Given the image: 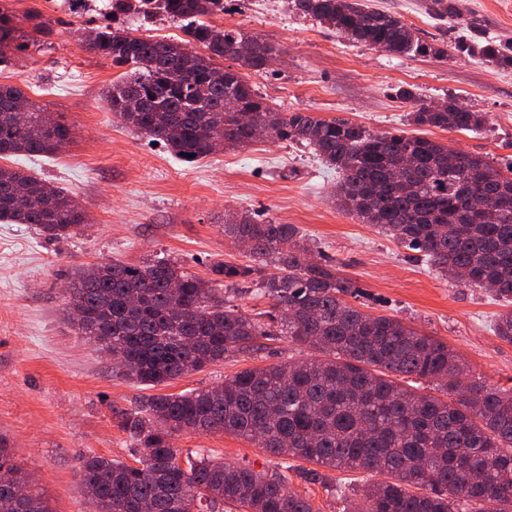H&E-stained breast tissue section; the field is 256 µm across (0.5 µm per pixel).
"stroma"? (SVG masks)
Here are the masks:
<instances>
[{"instance_id": "stroma-1", "label": "stroma", "mask_w": 512, "mask_h": 512, "mask_svg": "<svg viewBox=\"0 0 512 512\" xmlns=\"http://www.w3.org/2000/svg\"><path fill=\"white\" fill-rule=\"evenodd\" d=\"M370 2L404 20L432 53L396 56L353 43L296 13L289 0H227L211 23L250 32L283 51L282 62L246 74L274 111L418 134L495 166L511 165L512 68L466 47L488 38L512 43V0H455L457 13L450 17L438 14L432 0ZM7 6L22 31H31L35 16L48 32L13 51L0 66V84L20 86L72 132L56 156H25L13 164L70 192L89 217L81 236L60 242L28 224L0 223V440L52 512H90L78 483L80 454L135 462V444L119 415L140 397L212 387L243 369L315 358V351L281 336L152 390L116 372L111 358L65 319L62 287L82 267L137 266L164 254L204 277L213 263L246 262L245 250L224 235L228 213L297 226L312 259L358 287L354 306L448 342L472 375L512 389V344L494 330L506 305L490 291L459 285L378 227L339 210L332 196L341 175L310 147L262 139L183 162L110 110L105 93L120 72L82 38L104 23L105 8L78 12L67 0L54 6L7 0ZM401 87L428 102L455 101L480 113L484 126L456 132L410 125L415 105L398 96ZM173 445L183 452L204 448L257 471L272 472L281 463L253 442L221 432H182ZM309 468L293 462L286 477L289 489L308 497L316 512H342L345 498L359 500L364 485L382 479L323 468L314 480Z\"/></svg>"}]
</instances>
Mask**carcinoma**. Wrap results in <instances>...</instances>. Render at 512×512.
<instances>
[{
    "instance_id": "1",
    "label": "carcinoma",
    "mask_w": 512,
    "mask_h": 512,
    "mask_svg": "<svg viewBox=\"0 0 512 512\" xmlns=\"http://www.w3.org/2000/svg\"><path fill=\"white\" fill-rule=\"evenodd\" d=\"M294 10L343 37L400 56L426 54L400 18L362 0H291ZM106 23L88 44L132 72L112 83L106 100L124 124L194 163L226 146L268 138L305 142L342 178L336 205L375 224L403 246L423 253L463 285H495L512 302V166L507 172L479 154L451 150L420 136L371 132L349 120L270 108L229 58L259 72L276 47L240 29L215 30L206 18L224 13V0H107ZM145 23H182L189 43L121 29L130 12ZM17 40L13 16L0 9V65ZM470 51L503 68L512 55L487 40ZM142 105L126 111L129 94ZM411 124L475 131L478 112L445 102L437 109L418 94ZM71 140L65 124L20 87L0 84V159L55 155ZM0 221L32 224L51 241L84 231L86 214L63 189L19 168L0 166ZM224 234L248 246L253 263L217 262L212 277L186 272L165 256L139 266L101 263L79 270L64 288V311L78 335L112 356L120 373L153 388L201 371L231 352L259 349L286 336L319 357L241 370L208 389L149 395L121 414L120 426L140 449L135 465L95 453L80 456L79 484L97 512H314L288 489L281 473L266 474L197 452L180 460L172 438L181 432L235 434L288 460L334 470L386 473L391 482L362 490L361 512H512V390L468 378L448 343L391 316L351 305L355 283L314 262L293 224L242 215L225 220ZM257 284L273 301L268 320L224 306L228 293ZM495 334L512 343V310ZM415 376L437 383L438 397L400 382ZM0 512H51L8 448L0 470Z\"/></svg>"
}]
</instances>
